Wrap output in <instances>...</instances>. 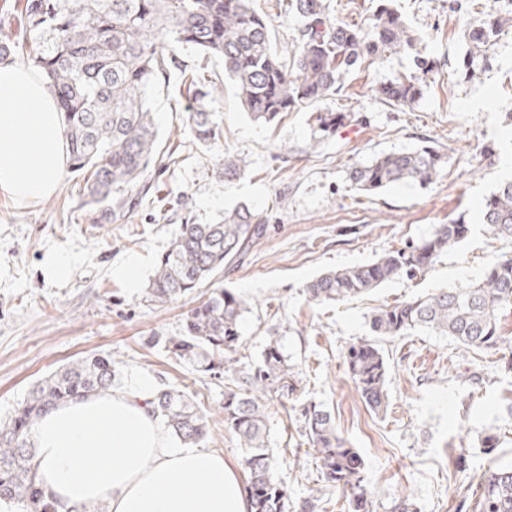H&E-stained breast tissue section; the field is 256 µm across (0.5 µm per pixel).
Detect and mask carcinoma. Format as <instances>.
I'll list each match as a JSON object with an SVG mask.
<instances>
[{"label": "carcinoma", "instance_id": "1", "mask_svg": "<svg viewBox=\"0 0 512 512\" xmlns=\"http://www.w3.org/2000/svg\"><path fill=\"white\" fill-rule=\"evenodd\" d=\"M251 0H26L25 41L17 43L0 26V63L17 57L37 68L63 113L70 172L81 178L79 191L94 206L93 223L124 218L128 193L140 185L160 156L151 98L170 80L171 71L187 89L221 95L224 83L199 65L190 67L175 50L192 46L224 61L250 117L276 121L301 105L334 95L341 79L368 58L410 49L415 39L401 16L382 5L370 32L338 23L326 14L325 0H290L288 8L304 20L294 49L280 54L272 46L269 22ZM512 14L497 15L472 29L462 61L464 75H475L482 58L506 28ZM418 77H398L377 89L386 102L410 103L421 95ZM350 115L316 111L313 141L336 134ZM193 137L208 145L224 136L215 113H186ZM444 169L432 147L375 156L354 164L347 181L363 192L398 183L421 186L436 181ZM483 230L495 239L512 240V181L486 200ZM268 230L259 212L239 206L222 224H182L160 257L146 288L151 302L185 298L207 285L209 295L191 308L182 330L165 347L199 372L220 367L237 377L238 390L224 396V426L244 447L251 512H288V495L272 478L269 431L262 400L271 392L286 398L293 367L275 345H268L262 366L243 371L233 354L241 346L239 332L249 300L220 284L224 269L238 263ZM469 233L465 221L441 224L416 245L390 250L374 261L328 271L308 282L304 295L315 305L342 302L369 293L396 279H413ZM512 308V256L493 263L473 284L375 310L371 337L351 343L344 363L365 403L374 411L387 407L388 362L379 342L423 329L449 336L475 349H496L503 342L498 313ZM112 357L90 354L71 362L30 389L26 400L0 421V499L17 503L19 512H55L36 480L30 438L42 415L54 406L112 389ZM150 404L184 443L206 434L205 417L188 396L161 389ZM302 436L317 455L321 479L350 495L352 512L366 509L377 494L364 479V462L356 449L336 434L330 412L315 403L301 413ZM481 512H512V466H501L480 483Z\"/></svg>", "mask_w": 512, "mask_h": 512}]
</instances>
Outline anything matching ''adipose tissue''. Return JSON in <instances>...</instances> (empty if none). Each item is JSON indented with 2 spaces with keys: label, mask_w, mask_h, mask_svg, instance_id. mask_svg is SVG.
Listing matches in <instances>:
<instances>
[{
  "label": "adipose tissue",
  "mask_w": 512,
  "mask_h": 512,
  "mask_svg": "<svg viewBox=\"0 0 512 512\" xmlns=\"http://www.w3.org/2000/svg\"><path fill=\"white\" fill-rule=\"evenodd\" d=\"M64 119L31 66L0 65V195L36 203L59 188ZM152 384L135 377L64 402L32 436L37 479L57 512H250L240 473L222 454L175 442L153 414Z\"/></svg>",
  "instance_id": "adipose-tissue-1"
}]
</instances>
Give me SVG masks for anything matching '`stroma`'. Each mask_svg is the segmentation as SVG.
<instances>
[{"label":"stroma","instance_id":"1","mask_svg":"<svg viewBox=\"0 0 512 512\" xmlns=\"http://www.w3.org/2000/svg\"><path fill=\"white\" fill-rule=\"evenodd\" d=\"M416 40L412 49L365 61L346 74L324 110L351 113L347 128L313 145L308 106L271 125L253 121L232 81L223 95L204 98L206 111L224 124V138L206 147L185 126V92L171 80L153 98L161 146L177 160L152 168L145 190L134 194L124 221L94 224L72 173L57 192L22 206L0 196V418L9 417L31 386L62 365L93 352L111 356L115 381L130 373L155 389L186 392L208 423L201 445L241 466L244 450L224 425V371L199 372L176 360L165 337L179 335L202 292L168 303L147 301L143 289L113 277L115 262L140 258L150 278L186 219L223 222L226 211L247 205L263 212L266 236L224 285L248 298L238 356L245 367L261 361L277 340L296 372L287 404L269 394L266 406L273 478L288 494L291 512L316 498L314 512H347L345 493L326 489L318 461L301 435L304 405L317 403L336 432L364 461L365 481L377 489L370 512H391L406 499L415 512H480L478 482L489 468L512 465V310L498 329L505 343L476 350L448 336L418 331L383 340L388 360V406L373 412L356 391L343 363L352 342L370 334L376 308L482 279L487 268L512 255V242L483 232L481 207L512 179V29L501 33L475 78L460 73L468 31L491 11L512 12V0H391ZM266 14L276 49L293 45L303 20L287 0H253ZM416 101L389 104L377 89L418 71ZM436 147L444 173L422 187L403 184L374 193L351 189L348 167L383 152ZM246 159L235 177L224 175L225 156ZM464 220L468 236L424 275L388 282L351 301L315 306L303 295L323 272L372 262L384 252L428 237L437 225ZM72 259L69 276H48L44 258ZM497 436L485 449L481 437Z\"/></svg>","mask_w":512,"mask_h":512}]
</instances>
